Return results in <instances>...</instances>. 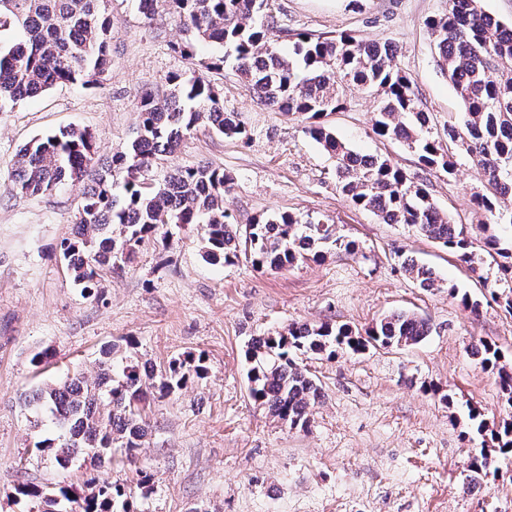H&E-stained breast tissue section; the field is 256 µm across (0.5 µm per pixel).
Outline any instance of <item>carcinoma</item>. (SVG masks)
Returning a JSON list of instances; mask_svg holds the SVG:
<instances>
[{"label":"carcinoma","instance_id":"cac0c4a2","mask_svg":"<svg viewBox=\"0 0 512 512\" xmlns=\"http://www.w3.org/2000/svg\"><path fill=\"white\" fill-rule=\"evenodd\" d=\"M109 0H0V32L16 30L15 42H0V112L38 96L62 82L100 83L110 72ZM140 12L153 16L164 3L197 42L224 46V55L205 68L226 64L260 104L295 115L305 132L335 160L336 187L350 202L387 224H407L432 239L471 272L486 262L500 273L491 295L512 312V239L493 227L512 224V24L488 14L482 0H448V13L427 20L438 65L459 93L462 122L448 126L447 137L433 134L420 108L414 81L396 68L397 48L367 41L352 33L322 36L296 34L291 51L272 45L266 32L280 27L273 0H138ZM170 92H145L136 104L139 124L134 135L105 164L95 157L93 136L69 126L36 136L16 155L13 189L21 196L45 195L65 184L83 186L72 237L61 254L72 281L91 293L103 270L129 263L135 248L160 234L165 224H200L203 257L211 264L232 263L243 255L260 269L282 270L321 256L329 244L349 253L353 241L336 237L331 225L292 213L260 215L249 224H234L224 210L232 178L211 164L173 170L163 181L146 174L163 156L179 148L184 137L203 124L228 139H244L246 130L224 111L221 93L201 73L169 77ZM355 91L379 97L373 132L398 142L418 156L422 174L413 176L384 155L363 156L352 150L326 117L344 108ZM471 161L482 189L473 205L486 216L484 238L475 244L467 226L441 211L430 193L427 176L456 173L454 156ZM402 268L422 288H438L432 268L406 259ZM431 332L427 320L408 311L393 312L360 334L346 324L295 323L279 336H258L245 356L250 397L288 424L304 428L322 388L299 366L296 353L333 356L338 348L360 351L372 345L409 347ZM471 353L484 370L497 372L506 403L512 408V362L494 343L480 340ZM201 356L174 360L158 374H142L131 361L114 376L112 348L102 352L97 375L81 374L46 384L28 395V405L46 407L59 435L35 448L60 466L80 457L101 468L112 462V448L136 457L150 431V399L169 395L204 378ZM490 441L502 455L512 453V420L490 430ZM486 453L469 465L471 483L488 476ZM18 498L35 499L39 512H132L131 493L107 481L84 496L69 497L61 487L45 493L36 486L14 488Z\"/></svg>","mask_w":512,"mask_h":512}]
</instances>
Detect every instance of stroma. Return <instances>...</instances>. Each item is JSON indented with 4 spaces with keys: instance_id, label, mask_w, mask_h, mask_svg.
Returning <instances> with one entry per match:
<instances>
[{
    "instance_id": "1",
    "label": "stroma",
    "mask_w": 512,
    "mask_h": 512,
    "mask_svg": "<svg viewBox=\"0 0 512 512\" xmlns=\"http://www.w3.org/2000/svg\"><path fill=\"white\" fill-rule=\"evenodd\" d=\"M277 2L294 32L392 42L435 132L458 123L461 100L436 63L426 27L447 13L448 0ZM108 14L112 72L103 82L60 84L0 112V512H30V502L13 496L23 482L86 494L95 477L135 491L140 466L152 479L146 494L135 491V512H512V457H497L498 477L478 486L468 468L483 446L469 408L491 428L512 417L497 374L469 353L486 340L512 357V314L483 285L496 279V268L472 275L439 243L353 206L303 122L253 101L231 67L207 77L248 141L199 127L154 165L152 178L210 163L232 179L224 206L233 223L282 211L310 216L358 241L357 254L334 248L277 273L244 260L211 265L201 257V227L170 224L166 242L142 244L121 274L103 273L97 296L73 284L60 243L71 233L81 188L17 195L19 149L34 135L75 125L95 135L99 159H110L137 126L135 104L145 89L167 94L169 76L224 53L200 43L193 57L182 56L176 46L186 34L176 18L161 10L144 19L136 0H110ZM377 101L354 93L327 121L354 150L390 156L418 173L415 153L374 134ZM430 181L440 209L473 227L484 222L470 202L481 184L469 162L458 159L455 178ZM405 257L432 268L441 287H419L401 267ZM452 286L458 296L449 295ZM463 294L479 302V314L463 307ZM395 310L426 319L429 336L413 347L297 355L323 392L308 429L289 428L250 398L245 351L252 338L292 323L361 331ZM112 344L154 368L200 354L207 375L151 404L137 464L116 461L97 473L41 458L35 441L58 432L49 416L25 410L24 396L69 373L94 377L101 349ZM41 350L49 357L37 367L31 358ZM447 394L452 402H444Z\"/></svg>"
}]
</instances>
